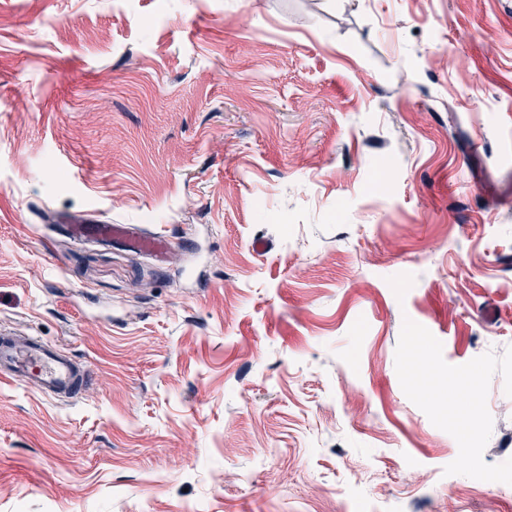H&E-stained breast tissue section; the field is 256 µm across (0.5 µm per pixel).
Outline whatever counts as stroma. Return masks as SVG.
I'll use <instances>...</instances> for the list:
<instances>
[{"instance_id":"obj_1","label":"stroma","mask_w":512,"mask_h":512,"mask_svg":"<svg viewBox=\"0 0 512 512\" xmlns=\"http://www.w3.org/2000/svg\"><path fill=\"white\" fill-rule=\"evenodd\" d=\"M1 328L0 512H512V0H0ZM68 230L75 240H83L87 237H95L102 241L123 240L131 247L148 254L165 255L169 242L157 234L143 236L134 224H112L108 221L105 224H82L80 221L67 220ZM0 378L10 381L22 378L46 398L73 399L91 380V372L81 370L58 346L38 336L1 330Z\"/></svg>"}]
</instances>
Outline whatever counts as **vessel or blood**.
Instances as JSON below:
<instances>
[{
	"instance_id": "vessel-or-blood-1",
	"label": "vessel or blood",
	"mask_w": 512,
	"mask_h": 512,
	"mask_svg": "<svg viewBox=\"0 0 512 512\" xmlns=\"http://www.w3.org/2000/svg\"><path fill=\"white\" fill-rule=\"evenodd\" d=\"M74 239L94 237L102 241L122 240L131 247L160 256L169 250L168 241L159 235H141L132 224H84L69 221ZM0 378L22 379L40 394L53 399L78 397L91 379L89 370L80 369L55 345L36 336H23L14 331L0 332Z\"/></svg>"
}]
</instances>
